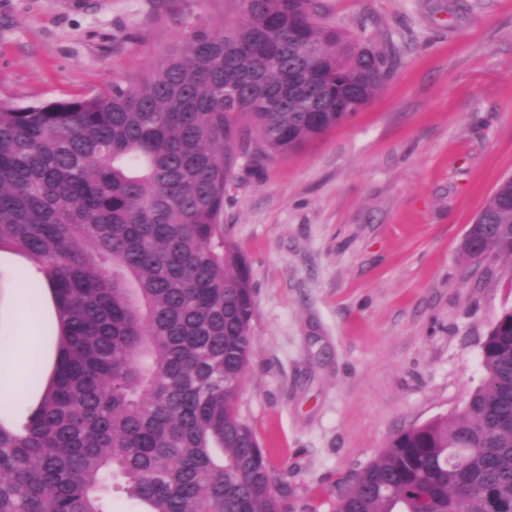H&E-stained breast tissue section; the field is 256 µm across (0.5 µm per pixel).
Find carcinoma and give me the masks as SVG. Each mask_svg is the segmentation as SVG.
<instances>
[{
    "label": "carcinoma",
    "instance_id": "obj_1",
    "mask_svg": "<svg viewBox=\"0 0 512 512\" xmlns=\"http://www.w3.org/2000/svg\"><path fill=\"white\" fill-rule=\"evenodd\" d=\"M189 12L151 68L92 95L0 102V250L18 303L48 288L56 357L22 429L0 418V512H316L277 485L237 410L254 348L250 266L224 225L238 161L287 156L353 117L395 52L320 0ZM297 73L301 89L288 93ZM463 247L512 269V177ZM462 409L392 437L336 483L333 512H512V308Z\"/></svg>",
    "mask_w": 512,
    "mask_h": 512
}]
</instances>
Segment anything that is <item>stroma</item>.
Returning <instances> with one entry per match:
<instances>
[{
	"instance_id": "obj_1",
	"label": "stroma",
	"mask_w": 512,
	"mask_h": 512,
	"mask_svg": "<svg viewBox=\"0 0 512 512\" xmlns=\"http://www.w3.org/2000/svg\"><path fill=\"white\" fill-rule=\"evenodd\" d=\"M399 64L342 124L262 169L241 162L224 222L255 285L238 413L283 488L331 512L336 481L403 429L462 407L512 271L465 260L469 225L512 175V0H321ZM230 0H0V100L92 94L142 73L186 11ZM0 252V380L50 375V292L32 314Z\"/></svg>"
}]
</instances>
